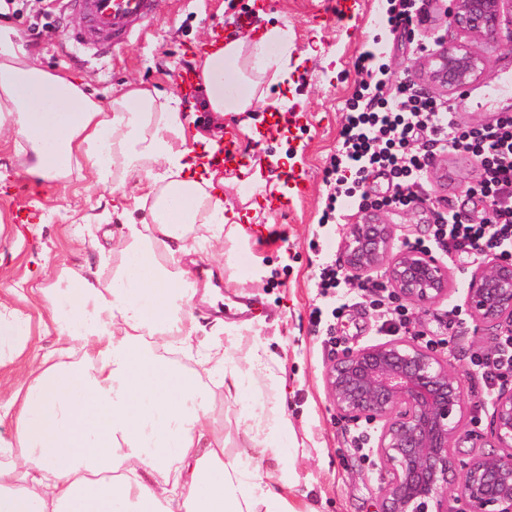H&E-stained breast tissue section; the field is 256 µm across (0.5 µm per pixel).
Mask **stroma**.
<instances>
[{
    "label": "stroma",
    "instance_id": "stroma-1",
    "mask_svg": "<svg viewBox=\"0 0 512 512\" xmlns=\"http://www.w3.org/2000/svg\"><path fill=\"white\" fill-rule=\"evenodd\" d=\"M322 0H272L270 8L255 20L258 31L271 26L288 27L292 33V58L288 78L266 82L264 97L252 112L219 116L209 110L184 114L189 130L202 133L210 145H222L226 132H235L246 152L247 165L259 169L263 179L276 182L284 210L262 208L236 171L224 174L220 191L226 206L245 214L251 234L247 241L225 240L223 247L204 244L190 271L199 281L192 305L202 333L229 319L226 299L245 297L252 311L245 316L246 331L225 339L226 354L245 365L249 348L268 345L279 357L284 386L261 378L253 383L251 403H271L284 398L291 421L289 445L297 449L294 463L300 485L311 486L309 503L316 512H378L384 472L376 452L361 450L359 433L377 437L375 426L350 421L337 413L323 381L336 350L359 348L379 342L378 327L384 318L375 307L376 290L362 282L347 281L335 298L318 295L314 276L321 255L310 248L325 227L318 219L326 204L325 167L334 152L344 106L352 97L357 75L353 63L366 45L376 47L391 83L410 76L419 56L406 36L389 32L385 0H344L342 14L332 15ZM245 0H157L156 20L126 47L107 57L82 54L73 61L63 44L64 33L80 19L64 7L54 17L31 26L39 8L37 0H13L0 9V25L13 28L22 43L39 57L45 69L64 71L84 80L101 100H109L132 81L155 87L164 97H178L176 74L197 68L198 56L189 48L206 41L213 31H234ZM497 50L482 43L472 48L484 56L483 71L472 84L470 97L456 92L447 97L456 105L455 120L461 125L492 122L497 109L482 96L483 86L496 89L503 104H512V85L502 77L512 73V26L497 34ZM265 138L255 139L256 130ZM476 172L475 162L459 163L445 157L430 174V202L409 208H392L395 246L429 242L432 207L449 199L453 209L471 218L483 213L481 203L465 190ZM78 176L60 186L32 184L18 191L14 177L0 180V222L9 226L0 235V297L21 308L35 301L32 289L52 283L63 267L81 274L93 273L110 283L119 256L101 258L94 239L110 234L121 238L126 225L148 222L149 212L113 207L111 195L88 193ZM471 263L449 268L448 300L426 310H412L411 334L449 339V352L464 373L468 419L472 429L488 433L492 408L484 399L471 355L490 349L489 336L463 310V291ZM326 309L320 323H312L314 307ZM456 316H449V309Z\"/></svg>",
    "mask_w": 512,
    "mask_h": 512
}]
</instances>
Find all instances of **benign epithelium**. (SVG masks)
Wrapping results in <instances>:
<instances>
[{"label": "benign epithelium", "instance_id": "7a95c632", "mask_svg": "<svg viewBox=\"0 0 512 512\" xmlns=\"http://www.w3.org/2000/svg\"><path fill=\"white\" fill-rule=\"evenodd\" d=\"M455 36L440 43L421 73L439 90H454L480 73V58L460 40L491 41L512 24V0H450ZM345 269L362 279L384 271L395 300L425 310L448 298V271L429 251L393 249L383 211L347 227ZM467 314L481 329L512 330V264L487 258L475 265L463 295ZM324 386L344 418L379 425L376 452L386 478L380 512H512V388L492 403L490 437L469 428L458 367L413 336H401L333 359ZM489 442L495 453L461 459V440Z\"/></svg>", "mask_w": 512, "mask_h": 512}]
</instances>
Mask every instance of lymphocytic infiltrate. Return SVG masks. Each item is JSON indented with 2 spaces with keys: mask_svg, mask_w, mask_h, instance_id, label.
Segmentation results:
<instances>
[{
  "mask_svg": "<svg viewBox=\"0 0 512 512\" xmlns=\"http://www.w3.org/2000/svg\"><path fill=\"white\" fill-rule=\"evenodd\" d=\"M376 54H359L358 89L347 103L338 144L326 171L328 194L322 223H332L338 203L356 197L373 174L384 175L391 194L378 206L407 207L424 200L429 170L445 154L476 160L477 173L467 192L493 209L479 220L459 218L453 211L434 215L429 244L439 260L487 257L512 261V113L493 123H456L447 100L415 89L405 80L389 86L374 66ZM485 389L493 398L512 380V332L502 333L490 352L473 357Z\"/></svg>",
  "mask_w": 512,
  "mask_h": 512,
  "instance_id": "1",
  "label": "lymphocytic infiltrate"
}]
</instances>
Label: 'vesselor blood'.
<instances>
[{
  "label": "vessel or blood",
  "instance_id": "b4317fda",
  "mask_svg": "<svg viewBox=\"0 0 512 512\" xmlns=\"http://www.w3.org/2000/svg\"><path fill=\"white\" fill-rule=\"evenodd\" d=\"M157 0H67V7L85 18L83 26L67 34L68 42L103 55L125 45L137 28L156 18ZM217 166L243 167L238 137L225 139L212 155Z\"/></svg>",
  "mask_w": 512,
  "mask_h": 512
}]
</instances>
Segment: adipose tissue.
<instances>
[{
    "label": "adipose tissue",
    "instance_id": "adipose-tissue-1",
    "mask_svg": "<svg viewBox=\"0 0 512 512\" xmlns=\"http://www.w3.org/2000/svg\"><path fill=\"white\" fill-rule=\"evenodd\" d=\"M289 47L274 26L213 48L200 71L209 109L252 111L267 76H287ZM0 139L31 177L64 182L84 170L90 189L111 188L117 203L145 174L133 201L150 215L127 225L108 285L63 268L43 288L53 353L35 351L32 315L0 300V368L19 365L21 376L0 401V423L14 429L0 436V512H314L285 444L284 403L247 405L232 451L217 424L211 386L245 402L277 359L258 342L242 368L222 336L196 337L189 228L204 222L220 244L242 216L213 194L217 174L198 164L176 101L132 83L102 105L0 27ZM179 350L196 351L195 367L173 360Z\"/></svg>",
    "mask_w": 512,
    "mask_h": 512
}]
</instances>
